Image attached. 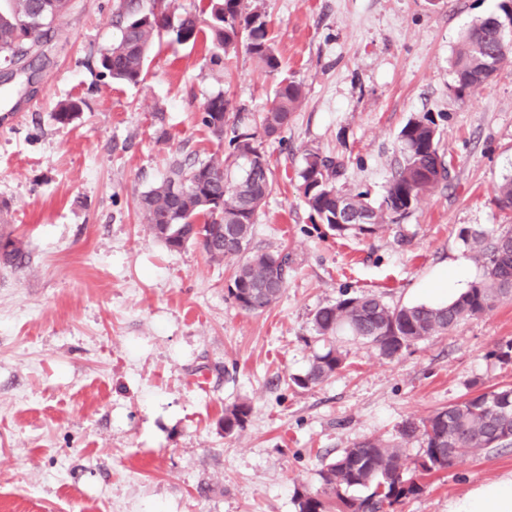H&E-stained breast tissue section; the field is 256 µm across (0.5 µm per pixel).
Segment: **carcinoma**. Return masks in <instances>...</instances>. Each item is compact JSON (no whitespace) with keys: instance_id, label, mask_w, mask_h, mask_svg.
Returning <instances> with one entry per match:
<instances>
[{"instance_id":"obj_1","label":"carcinoma","mask_w":512,"mask_h":512,"mask_svg":"<svg viewBox=\"0 0 512 512\" xmlns=\"http://www.w3.org/2000/svg\"><path fill=\"white\" fill-rule=\"evenodd\" d=\"M67 0H0V58L23 59L47 38L66 14ZM502 14L476 23L458 43L452 66L455 96L464 100L486 84L512 54V6L500 4ZM124 25L120 39L100 56L103 73L117 82L142 80L155 40L171 35L178 43L196 42L202 28L199 15L179 12L171 0H121ZM210 44L225 52L244 45L266 72L280 69L266 15L259 0H207ZM304 98L301 83L283 79L259 126L268 138L279 136ZM231 103L218 93L203 104L201 123L227 155L204 160L175 159L167 176L141 193L139 209L151 230L173 250L188 244L202 248L212 261H236L227 295L246 313H261L280 299L288 279L289 254L249 250L252 226L274 191L268 160L249 117L229 118ZM82 101L59 104L54 119L66 124L78 118ZM402 159L394 170L382 201L373 205L366 194L345 187L347 162L315 148L305 150L298 190L311 216L339 233L371 235L397 224L424 197L451 176V161L440 152L434 119H412L399 132ZM186 187L178 196L176 186ZM503 210L512 209V176L494 187ZM364 214L365 224L346 219ZM464 244L475 252L484 273L480 280L446 305L391 306L379 295L346 296L318 309L312 319L314 339L325 341L345 332L394 358L412 345L448 333L460 319L492 311L512 296V228L497 234L460 230ZM0 263L22 269L28 253L19 240L0 238ZM345 363L334 346L313 355L307 369L291 377L303 389L328 380ZM251 407L246 403L224 409L219 425L224 433L246 428ZM419 439L421 453L407 466L403 444ZM512 447V387H479L460 400L435 410L420 421L407 420L398 439L365 438L345 449L319 471L321 490L299 493V512H395L398 505L423 493L428 479L444 472L462 456Z\"/></svg>"}]
</instances>
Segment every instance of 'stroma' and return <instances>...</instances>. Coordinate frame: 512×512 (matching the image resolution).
Listing matches in <instances>:
<instances>
[{
  "label": "stroma",
  "instance_id": "35a3bbf8",
  "mask_svg": "<svg viewBox=\"0 0 512 512\" xmlns=\"http://www.w3.org/2000/svg\"><path fill=\"white\" fill-rule=\"evenodd\" d=\"M280 74L245 48L214 63L205 39L162 36L142 81L98 59L121 36L119 0H73L31 76L0 82V235L26 268L0 266V512H296L295 494L370 437L394 439L465 395L512 385L497 344L512 298L388 359L349 336L348 365L322 385L291 378L320 345L311 319L344 295L440 304L481 279L461 229L512 227L493 188L512 174V58L469 99L453 92L461 36L501 0H262ZM305 87L292 122L264 140L276 182L250 248L287 251L286 288L248 314L228 297L233 265L168 249L142 222L141 192L173 158L216 151L206 99L258 117L281 77ZM82 101L61 125V101ZM429 115L453 178L400 223L364 236L313 222L297 187L306 149L347 157L349 188L379 203L398 134ZM245 402L244 431L224 434ZM512 479V447L470 454L399 512H453ZM2 245L5 248L4 252H1ZM0 256L1 264L14 269H23L28 263V253L22 242L9 236L0 238ZM251 407L246 403L235 404L224 409V416L220 419L219 425L224 429L225 434L241 432L246 428Z\"/></svg>",
  "mask_w": 512,
  "mask_h": 512
}]
</instances>
